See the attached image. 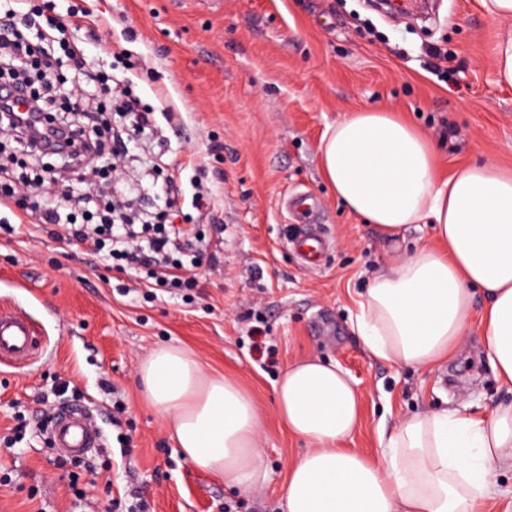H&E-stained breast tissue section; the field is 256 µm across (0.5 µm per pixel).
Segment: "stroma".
Here are the masks:
<instances>
[{
  "instance_id": "stroma-1",
  "label": "stroma",
  "mask_w": 512,
  "mask_h": 512,
  "mask_svg": "<svg viewBox=\"0 0 512 512\" xmlns=\"http://www.w3.org/2000/svg\"><path fill=\"white\" fill-rule=\"evenodd\" d=\"M431 19L393 16L372 0H52L64 40L144 104L167 100L136 140L113 191L162 206L161 182L143 157L179 166L175 224L199 238L197 287L165 292L60 240L53 225L22 224L0 208V306L23 307L49 354L34 366H0V512H283L288 469L308 448L276 414L275 382L290 363L317 355L339 364L362 395L346 447L373 458L378 428L449 406L481 414L511 403L495 380L482 334L471 328L435 371L374 360L353 326L356 301L390 261L432 243L412 226L398 241L351 213L325 181L320 144L349 113L382 106L436 146L438 171L490 163L512 171V86L498 82L493 50L505 23L481 0H435ZM90 12L95 37L69 26ZM450 136H442L443 128ZM211 209L202 217L197 190ZM314 198L330 242L307 267L287 196ZM180 345L209 375L230 374L261 416L269 477L243 493L182 457L166 422L145 401L141 362ZM86 406L105 446L71 484L49 447L59 407Z\"/></svg>"
}]
</instances>
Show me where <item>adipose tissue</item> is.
I'll return each mask as SVG.
<instances>
[{"mask_svg":"<svg viewBox=\"0 0 512 512\" xmlns=\"http://www.w3.org/2000/svg\"><path fill=\"white\" fill-rule=\"evenodd\" d=\"M482 5L508 22L494 56L500 83L512 86V0ZM435 155L419 130L382 107L352 113L323 135V173L340 200L386 238L428 222L436 239L371 279L355 329L374 358L432 368L466 336L481 292L488 361L512 390V174L474 164L441 182ZM139 376L188 463L228 488H263L260 414L234 377L206 376L188 350L172 346L156 350ZM361 403L337 364L308 357L282 371L278 418L309 444L288 470L284 512H486L496 476L512 471V404L480 417L456 408L412 415L380 432L372 459L343 445Z\"/></svg>","mask_w":512,"mask_h":512,"instance_id":"adipose-tissue-1","label":"adipose tissue"}]
</instances>
